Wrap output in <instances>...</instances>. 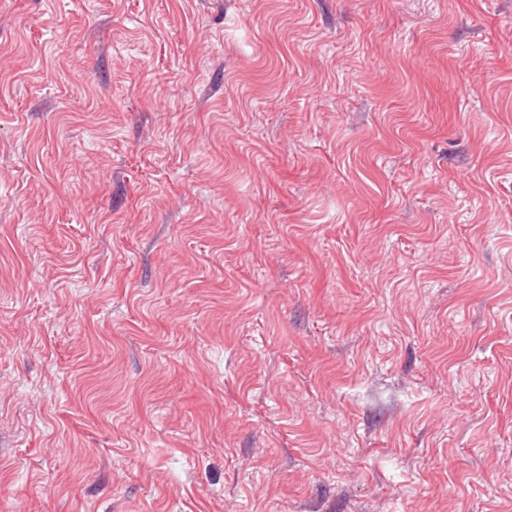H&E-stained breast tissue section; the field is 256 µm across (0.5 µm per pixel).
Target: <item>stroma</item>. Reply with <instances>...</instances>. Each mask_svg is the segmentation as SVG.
<instances>
[{
    "label": "stroma",
    "instance_id": "1",
    "mask_svg": "<svg viewBox=\"0 0 512 512\" xmlns=\"http://www.w3.org/2000/svg\"><path fill=\"white\" fill-rule=\"evenodd\" d=\"M0 512H512V0H0Z\"/></svg>",
    "mask_w": 512,
    "mask_h": 512
}]
</instances>
